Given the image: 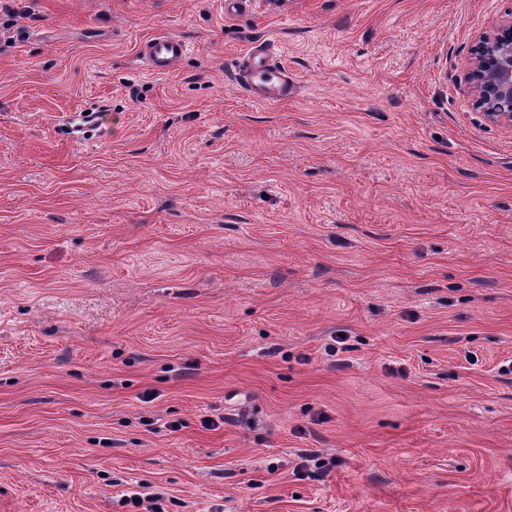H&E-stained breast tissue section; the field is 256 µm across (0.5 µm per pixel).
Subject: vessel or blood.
Returning a JSON list of instances; mask_svg holds the SVG:
<instances>
[{
    "label": "vessel or blood",
    "mask_w": 512,
    "mask_h": 512,
    "mask_svg": "<svg viewBox=\"0 0 512 512\" xmlns=\"http://www.w3.org/2000/svg\"><path fill=\"white\" fill-rule=\"evenodd\" d=\"M187 51L188 45L183 38L159 30L141 44L139 55L151 73L165 76L177 71ZM271 55L269 44L252 46L240 73L249 96L262 104L287 101L296 89L293 73L287 66L272 63Z\"/></svg>",
    "instance_id": "obj_1"
}]
</instances>
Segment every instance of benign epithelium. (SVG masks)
Returning a JSON list of instances; mask_svg holds the SVG:
<instances>
[{
  "label": "benign epithelium",
  "mask_w": 512,
  "mask_h": 512,
  "mask_svg": "<svg viewBox=\"0 0 512 512\" xmlns=\"http://www.w3.org/2000/svg\"><path fill=\"white\" fill-rule=\"evenodd\" d=\"M467 81L485 119L512 128V17L476 36Z\"/></svg>",
  "instance_id": "obj_1"
}]
</instances>
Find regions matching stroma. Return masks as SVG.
<instances>
[{
	"label": "stroma",
	"instance_id": "1",
	"mask_svg": "<svg viewBox=\"0 0 512 512\" xmlns=\"http://www.w3.org/2000/svg\"><path fill=\"white\" fill-rule=\"evenodd\" d=\"M17 6L0 512H512V129L466 82L512 0ZM187 51L183 38L158 30L140 45L139 55L151 73L165 76L178 70ZM271 55L272 47L267 43L252 46L240 73L249 96L262 104L288 101L296 89L294 74L287 66L272 63Z\"/></svg>",
	"mask_w": 512,
	"mask_h": 512
}]
</instances>
